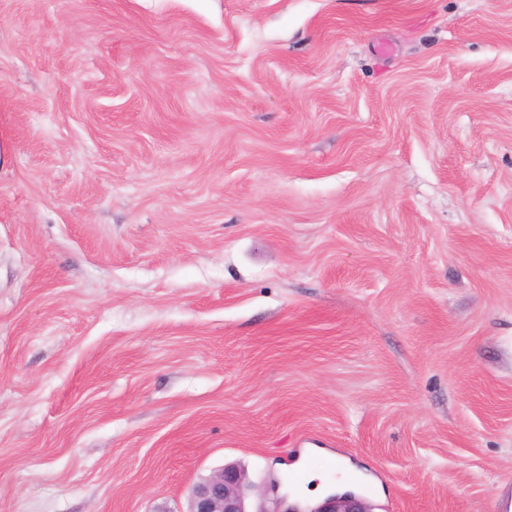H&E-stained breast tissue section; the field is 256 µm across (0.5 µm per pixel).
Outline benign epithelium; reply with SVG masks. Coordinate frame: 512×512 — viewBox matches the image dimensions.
Here are the masks:
<instances>
[{"instance_id": "7a95c632", "label": "benign epithelium", "mask_w": 512, "mask_h": 512, "mask_svg": "<svg viewBox=\"0 0 512 512\" xmlns=\"http://www.w3.org/2000/svg\"><path fill=\"white\" fill-rule=\"evenodd\" d=\"M248 478L234 467L221 468L196 484L189 512H248L245 487ZM310 512H374L372 505L353 493L330 495Z\"/></svg>"}]
</instances>
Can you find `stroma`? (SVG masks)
<instances>
[{
	"mask_svg": "<svg viewBox=\"0 0 512 512\" xmlns=\"http://www.w3.org/2000/svg\"><path fill=\"white\" fill-rule=\"evenodd\" d=\"M512 512V0H0V512ZM248 483L241 469L221 468L193 487L188 512H250L244 491ZM308 512H375L364 498L353 493L330 495L321 504Z\"/></svg>",
	"mask_w": 512,
	"mask_h": 512,
	"instance_id": "35a3bbf8",
	"label": "stroma"
}]
</instances>
